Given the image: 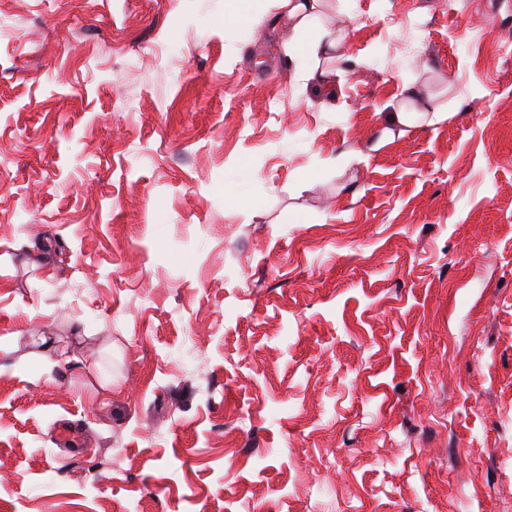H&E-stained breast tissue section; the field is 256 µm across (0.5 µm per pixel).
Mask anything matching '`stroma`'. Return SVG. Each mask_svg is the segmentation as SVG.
Returning a JSON list of instances; mask_svg holds the SVG:
<instances>
[{"instance_id": "stroma-1", "label": "stroma", "mask_w": 512, "mask_h": 512, "mask_svg": "<svg viewBox=\"0 0 512 512\" xmlns=\"http://www.w3.org/2000/svg\"><path fill=\"white\" fill-rule=\"evenodd\" d=\"M275 12L0 0V512H512V0ZM275 25H288V29L303 34L316 19L321 0H276ZM384 118V135H391L393 133L391 128L394 127H408L416 118L427 120L429 125H437L445 122L448 119L447 112H442L439 108H426V112H405L401 108L392 107V112H386ZM418 114V115H417Z\"/></svg>"}]
</instances>
